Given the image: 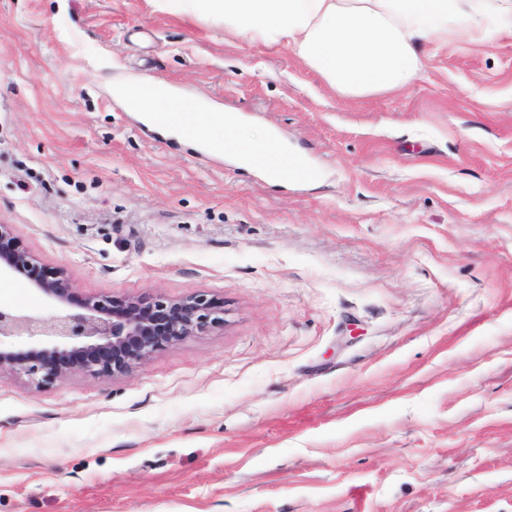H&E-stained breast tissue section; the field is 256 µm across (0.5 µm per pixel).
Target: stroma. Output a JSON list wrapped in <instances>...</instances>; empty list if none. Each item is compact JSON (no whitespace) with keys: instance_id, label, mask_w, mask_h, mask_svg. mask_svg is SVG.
Returning <instances> with one entry per match:
<instances>
[{"instance_id":"stroma-1","label":"stroma","mask_w":512,"mask_h":512,"mask_svg":"<svg viewBox=\"0 0 512 512\" xmlns=\"http://www.w3.org/2000/svg\"><path fill=\"white\" fill-rule=\"evenodd\" d=\"M144 79L277 131L271 182ZM0 223L75 300L205 292L131 373H0V512H512V36L353 101L147 0H0ZM0 305L55 312L22 278ZM157 117L160 121L167 123H178L185 126L186 133L192 135L193 106L183 100L171 99L161 107L156 109Z\"/></svg>"}]
</instances>
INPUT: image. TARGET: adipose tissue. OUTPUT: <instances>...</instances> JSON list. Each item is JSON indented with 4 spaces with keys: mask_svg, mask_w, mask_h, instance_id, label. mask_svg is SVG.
Segmentation results:
<instances>
[{
    "mask_svg": "<svg viewBox=\"0 0 512 512\" xmlns=\"http://www.w3.org/2000/svg\"><path fill=\"white\" fill-rule=\"evenodd\" d=\"M154 8L200 17L226 34L291 50L337 95L367 99L419 81L426 50L465 40L482 48L490 29L512 34V0H150ZM204 139L225 140L256 158L283 152L277 135L251 138L233 113L198 106Z\"/></svg>",
    "mask_w": 512,
    "mask_h": 512,
    "instance_id": "obj_1",
    "label": "adipose tissue"
}]
</instances>
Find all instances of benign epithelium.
<instances>
[{"label": "benign epithelium", "mask_w": 512, "mask_h": 512, "mask_svg": "<svg viewBox=\"0 0 512 512\" xmlns=\"http://www.w3.org/2000/svg\"><path fill=\"white\" fill-rule=\"evenodd\" d=\"M2 273L23 276L60 308L47 318L0 307V341L39 346L26 352L0 348V371H17L38 386L77 372L124 375L164 346L224 325V309L205 293L181 299L101 295L75 302L67 274L25 250L9 224H0Z\"/></svg>", "instance_id": "benign-epithelium-1"}]
</instances>
